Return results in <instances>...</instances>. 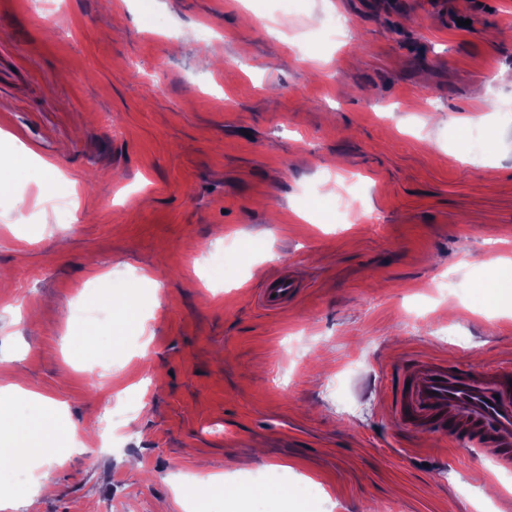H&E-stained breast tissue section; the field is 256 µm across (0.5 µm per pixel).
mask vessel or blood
<instances>
[{
  "label": "vessel or blood",
  "instance_id": "obj_1",
  "mask_svg": "<svg viewBox=\"0 0 512 512\" xmlns=\"http://www.w3.org/2000/svg\"><path fill=\"white\" fill-rule=\"evenodd\" d=\"M298 293L287 276L260 288L257 302L269 312L285 308ZM407 384L392 392L391 413L399 424L464 443L489 455L496 468L512 470V368H475L462 360H414Z\"/></svg>",
  "mask_w": 512,
  "mask_h": 512
}]
</instances>
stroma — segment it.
Instances as JSON below:
<instances>
[{"label":"stroma","instance_id":"stroma-1","mask_svg":"<svg viewBox=\"0 0 512 512\" xmlns=\"http://www.w3.org/2000/svg\"><path fill=\"white\" fill-rule=\"evenodd\" d=\"M53 2L0 0V359L64 404L6 512H504L386 381L512 364V0ZM299 292L296 284L285 275L273 277L260 288L257 302L260 307L269 312H276L288 305ZM275 294V297H272Z\"/></svg>","mask_w":512,"mask_h":512}]
</instances>
